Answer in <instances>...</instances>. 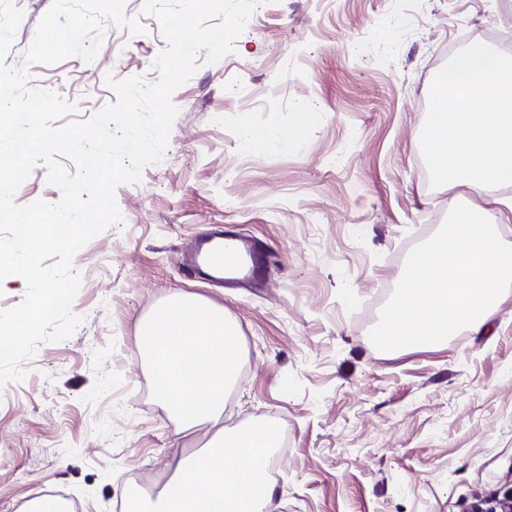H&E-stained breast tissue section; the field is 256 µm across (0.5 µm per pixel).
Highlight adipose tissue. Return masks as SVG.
Returning a JSON list of instances; mask_svg holds the SVG:
<instances>
[{
    "instance_id": "adipose-tissue-1",
    "label": "adipose tissue",
    "mask_w": 512,
    "mask_h": 512,
    "mask_svg": "<svg viewBox=\"0 0 512 512\" xmlns=\"http://www.w3.org/2000/svg\"><path fill=\"white\" fill-rule=\"evenodd\" d=\"M140 344L157 377L158 396L183 427L219 423L238 372L240 344L223 307L173 295L143 327ZM276 445L269 427L219 432L207 452L177 464L152 512H265L274 497L267 463Z\"/></svg>"
}]
</instances>
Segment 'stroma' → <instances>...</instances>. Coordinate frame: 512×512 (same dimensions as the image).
<instances>
[{
	"label": "stroma",
	"instance_id": "35a3bbf8",
	"mask_svg": "<svg viewBox=\"0 0 512 512\" xmlns=\"http://www.w3.org/2000/svg\"><path fill=\"white\" fill-rule=\"evenodd\" d=\"M13 2L16 67L52 0ZM143 5L125 0L145 34L106 24L93 61L31 66L30 86H53L83 122L116 102L111 80L158 82L167 41ZM502 6L268 0L233 54L200 64L173 94L162 161L115 192L124 226L73 258L81 324L0 388V512L56 495L79 512H138L172 478L174 452L207 448L214 428L183 429L138 343L178 292L238 326L224 427L267 424L287 440L272 512H469L512 492V290L482 328L443 342L380 351L368 338L408 252L454 206L496 221L512 244L499 204L512 186L431 187L419 140L436 72L468 44L501 48ZM250 130L271 137L250 148ZM215 229L266 245L258 286L185 274L187 246Z\"/></svg>",
	"mask_w": 512,
	"mask_h": 512
}]
</instances>
